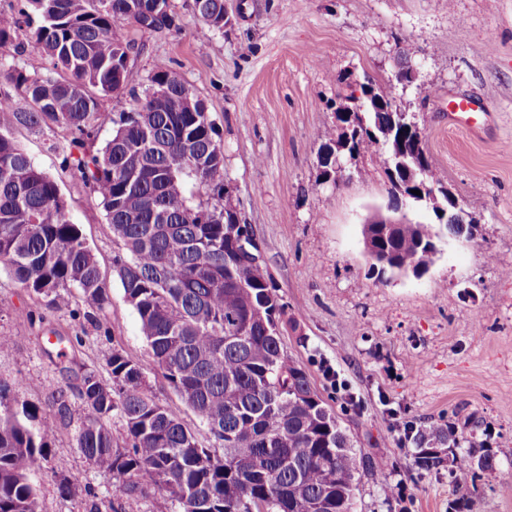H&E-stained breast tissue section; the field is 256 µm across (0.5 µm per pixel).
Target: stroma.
<instances>
[{
	"label": "stroma",
	"mask_w": 512,
	"mask_h": 512,
	"mask_svg": "<svg viewBox=\"0 0 512 512\" xmlns=\"http://www.w3.org/2000/svg\"><path fill=\"white\" fill-rule=\"evenodd\" d=\"M168 2L170 28L122 27L134 44L128 81L102 97L96 145L110 137L112 118L147 95L156 71H180L207 106L230 203L278 287L285 355L308 372L355 447L388 463L361 477L356 512H396L379 492L385 481L405 485L412 512H448L447 471L420 469L414 443H396L407 421L453 427L457 459L491 454L493 471L476 482V512H512V0H224L229 23L220 31L204 30L194 0ZM401 62L415 78L397 87L396 103L415 115L437 174L478 222L471 239L445 238L419 279L379 274L364 254L363 224L390 211L391 185L375 157L345 160L340 183L319 165L337 104L355 84L393 77ZM461 98L477 110L474 126L453 120L448 105ZM15 136L58 182L110 297L103 313L77 317L79 300L47 307L0 266V333L13 338L0 349V381L18 402L44 407L75 373L107 376L112 350L144 365L150 356L123 295L114 263L121 248L104 207L70 175L68 133L21 128ZM54 332L65 345L48 344ZM74 335L81 344L71 343ZM323 359L348 380L360 408L324 379ZM147 385L211 447L160 372H148ZM69 402L71 424L59 428L34 475L37 512H87L93 503L100 512H179L164 489L130 495L93 470L74 440L85 406ZM59 458L74 480L67 497L51 469Z\"/></svg>",
	"instance_id": "1"
}]
</instances>
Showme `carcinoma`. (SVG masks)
<instances>
[{
    "label": "carcinoma",
    "instance_id": "cac0c4a2",
    "mask_svg": "<svg viewBox=\"0 0 512 512\" xmlns=\"http://www.w3.org/2000/svg\"><path fill=\"white\" fill-rule=\"evenodd\" d=\"M200 19L224 28V0H201ZM142 0H21L0 12V43L24 27L27 47L51 60L59 77H35L0 61V263L32 294L58 306L77 291L95 312L109 304L98 261L68 216L58 183L14 137L19 127L58 126L70 136L74 176L99 198L112 238L125 300L154 369L201 418L214 447L199 444L180 415L146 388L143 365L114 350L111 381L86 371L72 393L86 406L75 441L89 465L145 496L164 488L180 512H355L361 475L387 466L352 446L349 436L313 389L301 367H286L283 306L264 267L254 263L249 237L224 223V152L214 123L173 69L151 78L153 93L112 121L111 137L92 150L102 119L99 96L122 90L132 49L119 28L170 27ZM394 81L360 86L366 125L405 141L414 166L416 133L402 129ZM351 151L376 156L387 177L396 159L369 132L351 134ZM420 178L441 187L432 160L419 161ZM206 190L196 204L187 184ZM452 225L399 224L375 232L372 249L381 274L423 277ZM0 383V512H36L30 468L48 460L58 426L70 424L67 393L52 395L55 421L41 408L7 399ZM118 417L125 446L108 425ZM455 434L438 426L418 430L417 464L449 468L456 498L449 512H473L470 480L493 470L484 454L472 464L450 458ZM62 495L72 491L66 463L57 459Z\"/></svg>",
    "mask_w": 512,
    "mask_h": 512
}]
</instances>
